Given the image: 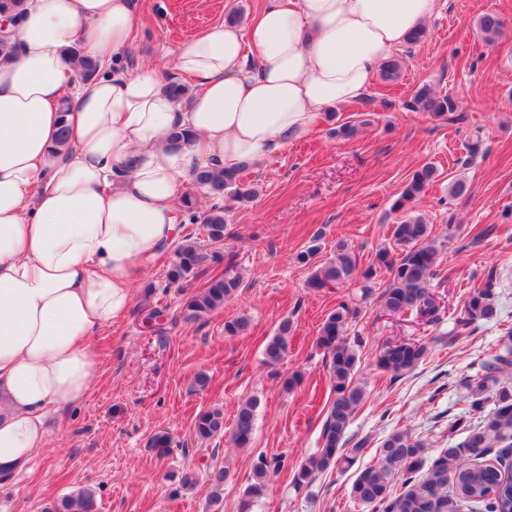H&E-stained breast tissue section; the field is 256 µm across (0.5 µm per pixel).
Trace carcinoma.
<instances>
[{
	"label": "carcinoma",
	"instance_id": "obj_1",
	"mask_svg": "<svg viewBox=\"0 0 512 512\" xmlns=\"http://www.w3.org/2000/svg\"><path fill=\"white\" fill-rule=\"evenodd\" d=\"M24 0H0V16L17 22L22 17ZM478 26L488 40L502 34L503 19L494 12L480 16ZM71 63L78 77L88 79L99 73L96 62L70 51ZM403 61L390 57L382 62L380 74L385 81L400 77ZM164 91L179 101L190 98L187 85L168 79ZM413 112H426L444 118L457 111L456 100L430 86L420 87L405 103ZM250 167L241 163L230 172L200 170L193 176L194 184L209 196L220 199L226 195L242 203L257 196L256 186L243 182ZM437 169L426 164L417 169L393 203V209L408 211L421 200L427 188L436 182ZM182 211L189 223L203 226L206 240L191 235L180 239L167 270L168 282L180 285L199 276L214 261L207 243L224 241L226 222L224 207L215 206L198 213L196 198L187 195ZM455 225H448L443 239L431 237L432 227L419 217L407 218L394 225L392 240L399 248H380L368 265H363L351 246L336 244L329 260L315 265L309 287L324 288L342 285L353 279L368 282L378 272L387 273V285L380 294L381 310L391 315L417 311H433L430 290L440 271V256L454 237ZM243 278L235 272H224L206 281L204 287L186 302L188 316L199 318L224 305L242 287ZM495 278L473 289L463 304V315L457 318L462 330L480 322L498 320L494 300ZM356 311L341 303L324 320L318 345L328 356V373L334 398L327 408L321 434V447L308 456L294 474L298 488L311 485L316 477L341 464H351L362 447L345 452V434L365 398L364 385L357 380L358 352L364 346L361 336L348 335V319ZM291 324L282 320L264 349V363L276 366L287 354ZM508 342L482 362L483 377L467 385L465 408L448 422V447L427 454L426 444L407 431L388 434L379 445L377 462L359 470L352 483L350 497L372 509V512H512V472L504 471L512 459V329L506 331ZM424 342H408L401 346L384 343L376 353L375 365L393 377H400L417 367L429 355ZM259 401L242 403L236 413L230 441L237 448L247 447L252 440ZM195 432L201 439L224 433V409L214 406L201 412L195 421ZM495 454V461L484 457ZM281 460L258 459L250 484L243 491L239 512H251L253 503L264 491L269 472H277ZM227 472L219 467L212 471L211 503L221 502ZM43 512H96L95 494L88 488L56 499Z\"/></svg>",
	"mask_w": 512,
	"mask_h": 512
}]
</instances>
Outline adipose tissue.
Segmentation results:
<instances>
[{
    "label": "adipose tissue",
    "mask_w": 512,
    "mask_h": 512,
    "mask_svg": "<svg viewBox=\"0 0 512 512\" xmlns=\"http://www.w3.org/2000/svg\"><path fill=\"white\" fill-rule=\"evenodd\" d=\"M435 7L265 0L248 27L220 22L179 45L185 107L156 67L114 66L134 44L133 0H27L0 62V473L26 467L49 418L90 394L87 338L127 312L137 274L174 242L193 173L285 151L316 113L359 100ZM75 46L96 77L76 78Z\"/></svg>",
    "instance_id": "1"
}]
</instances>
